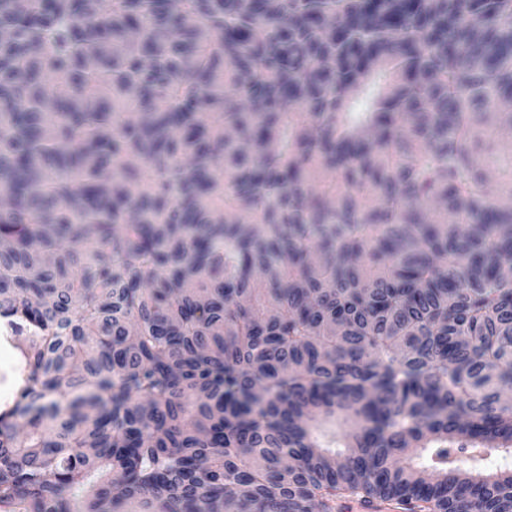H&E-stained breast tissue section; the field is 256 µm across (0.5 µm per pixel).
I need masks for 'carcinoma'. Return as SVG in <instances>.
Returning <instances> with one entry per match:
<instances>
[{"label":"carcinoma","instance_id":"1","mask_svg":"<svg viewBox=\"0 0 512 512\" xmlns=\"http://www.w3.org/2000/svg\"><path fill=\"white\" fill-rule=\"evenodd\" d=\"M3 512H512V0H0ZM2 351L3 352L1 356L0 347V407L1 403H3L11 396V379L15 375V370H17V362L13 357V352L10 350H5L3 347Z\"/></svg>","mask_w":512,"mask_h":512}]
</instances>
